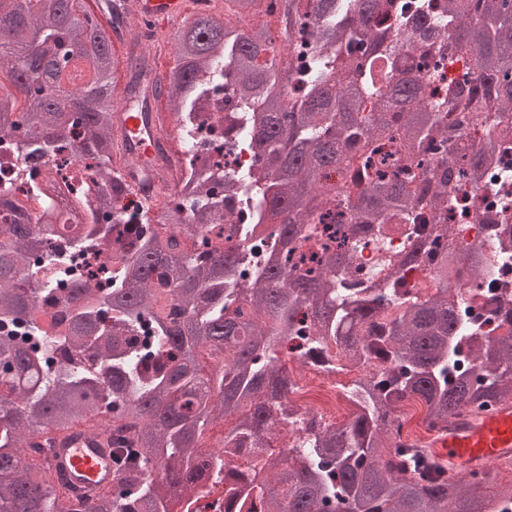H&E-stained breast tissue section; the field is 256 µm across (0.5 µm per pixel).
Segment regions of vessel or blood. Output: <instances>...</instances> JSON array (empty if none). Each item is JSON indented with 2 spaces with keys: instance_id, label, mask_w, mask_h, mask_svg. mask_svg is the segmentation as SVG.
<instances>
[{
  "instance_id": "1",
  "label": "vessel or blood",
  "mask_w": 512,
  "mask_h": 512,
  "mask_svg": "<svg viewBox=\"0 0 512 512\" xmlns=\"http://www.w3.org/2000/svg\"><path fill=\"white\" fill-rule=\"evenodd\" d=\"M184 7V0H138L140 15L153 20L177 16ZM156 110L155 97H126L114 115L115 152L132 162L126 172L129 182L155 176L158 145L164 133ZM420 446L451 475L482 472L494 464H512V400L496 402L485 411L451 413L447 422L433 430ZM49 466L90 496L112 484L110 451L101 440L83 434L70 432L60 439Z\"/></svg>"
}]
</instances>
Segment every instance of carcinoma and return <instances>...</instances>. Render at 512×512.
<instances>
[{
  "instance_id": "1",
  "label": "carcinoma",
  "mask_w": 512,
  "mask_h": 512,
  "mask_svg": "<svg viewBox=\"0 0 512 512\" xmlns=\"http://www.w3.org/2000/svg\"><path fill=\"white\" fill-rule=\"evenodd\" d=\"M240 17L259 6L278 14L280 48L272 59V35L263 25L234 31L212 14L196 11L169 30L174 65L152 92L167 98L176 115L180 147L190 148V114L205 118L212 87L224 81L240 101L224 113V132L240 135L257 161L240 181L199 174L191 181L194 212L175 204L156 220L174 228L169 237L131 228L130 253L59 296L57 275L43 274L42 288L28 287L27 271L40 251L58 239L56 222L0 224V512H174L181 498L202 489L207 476L224 481V512H488L493 501H512V479L489 497L470 493L482 477L450 478L402 434L395 417L405 401L426 408L433 430L462 409L482 410L512 398V328L487 336L458 313L451 284L463 265L484 273L474 254L453 248L428 257L414 248L391 269L386 284L349 292L337 287L356 247L348 241L372 235L383 241L386 224L410 223L423 202L427 220L448 233V188L467 174L483 178L501 150L491 136L479 150L459 154L462 134L445 126L441 112L479 107L512 114V0H446L429 21L452 31L448 62L470 56L473 78L430 100L419 76L430 44L402 31L405 48L386 44L391 17L404 26L428 5L395 0H312V45L294 54L300 25L295 0H226ZM111 16L99 23L82 0H0V74L18 95L0 93V143H19L41 156L84 132L79 153L97 156V174L112 173L113 113L118 83L143 96L151 67L141 59L121 70L112 35L127 26V10L102 0ZM396 130L412 158L434 157L430 181L411 194L402 181L368 174L359 196L347 198L326 173ZM239 192L254 223L236 227L257 239L274 226L277 246L250 278L238 275L244 254L211 244L224 199L210 184ZM358 223L345 227L338 208ZM112 224H87L66 240L80 251L113 232ZM195 247L183 249L179 237ZM335 247L312 263L299 253L310 238ZM433 263L442 287L424 299L410 295L407 277ZM176 304L162 309L163 296ZM64 299L63 332L47 336L39 302ZM398 310L380 320L385 306ZM154 329L156 357L143 355L138 332ZM309 322L303 356L333 363L331 344L343 343V359L382 371L352 388L356 404L348 424L324 430L295 447L271 451L276 431L293 412L288 392V340ZM42 341V350L17 345L14 336ZM236 417L210 453L201 443L208 426ZM92 423L112 449V491L75 502L52 475L29 460L28 449L55 444L54 433ZM262 458L260 471L239 468L227 456Z\"/></svg>"
}]
</instances>
